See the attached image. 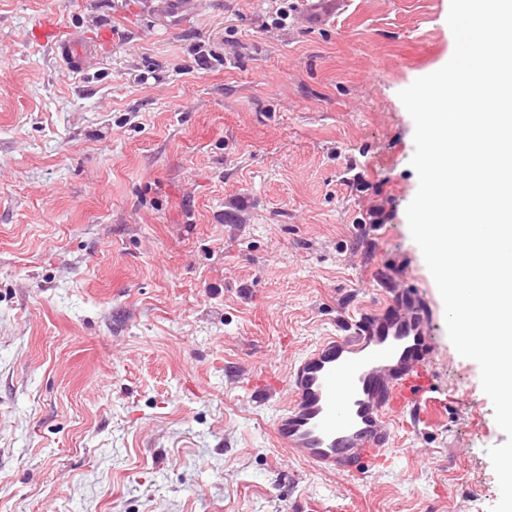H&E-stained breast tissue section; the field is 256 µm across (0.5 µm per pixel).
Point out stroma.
I'll use <instances>...</instances> for the list:
<instances>
[{"mask_svg":"<svg viewBox=\"0 0 512 512\" xmlns=\"http://www.w3.org/2000/svg\"><path fill=\"white\" fill-rule=\"evenodd\" d=\"M449 0H0V512H488L505 442L406 208L398 97L451 58ZM98 43L79 74L42 18ZM213 58L201 62L199 47ZM431 314L430 421L364 477L275 441L286 375L390 288ZM165 2H160L156 8L157 12L160 16V19L163 22L179 19L184 17L191 10V6L194 3V0H160Z\"/></svg>","mask_w":512,"mask_h":512,"instance_id":"stroma-1","label":"stroma"}]
</instances>
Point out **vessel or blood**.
I'll return each mask as SVG.
<instances>
[{"label":"vessel or blood","instance_id":"1","mask_svg":"<svg viewBox=\"0 0 512 512\" xmlns=\"http://www.w3.org/2000/svg\"><path fill=\"white\" fill-rule=\"evenodd\" d=\"M35 36L75 71L97 53L79 35L61 37L51 17ZM428 328L424 303L396 288L382 308L358 309L341 335L324 338L291 366L283 381L290 401L272 425L279 446L331 474L391 464L392 422L422 420L431 406Z\"/></svg>","mask_w":512,"mask_h":512}]
</instances>
